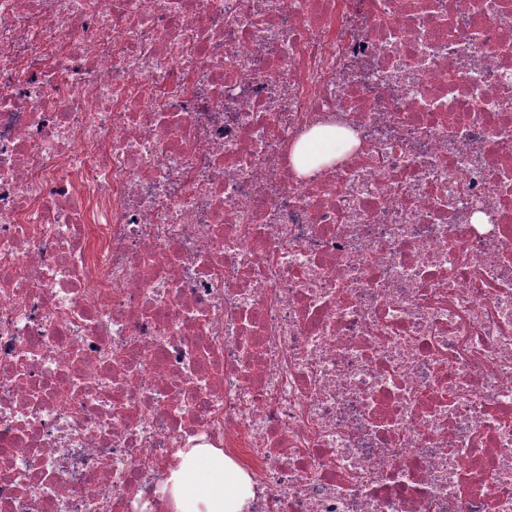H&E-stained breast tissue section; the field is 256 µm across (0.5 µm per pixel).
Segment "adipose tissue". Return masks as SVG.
Returning <instances> with one entry per match:
<instances>
[{
  "label": "adipose tissue",
  "instance_id": "obj_1",
  "mask_svg": "<svg viewBox=\"0 0 512 512\" xmlns=\"http://www.w3.org/2000/svg\"><path fill=\"white\" fill-rule=\"evenodd\" d=\"M177 512H245L251 492L242 471L214 448H193L167 478Z\"/></svg>",
  "mask_w": 512,
  "mask_h": 512
}]
</instances>
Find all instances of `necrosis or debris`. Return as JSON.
<instances>
[{
	"label": "necrosis or debris",
	"mask_w": 512,
	"mask_h": 512,
	"mask_svg": "<svg viewBox=\"0 0 512 512\" xmlns=\"http://www.w3.org/2000/svg\"><path fill=\"white\" fill-rule=\"evenodd\" d=\"M190 448L512 512V0H0V512H172Z\"/></svg>",
	"instance_id": "obj_1"
}]
</instances>
